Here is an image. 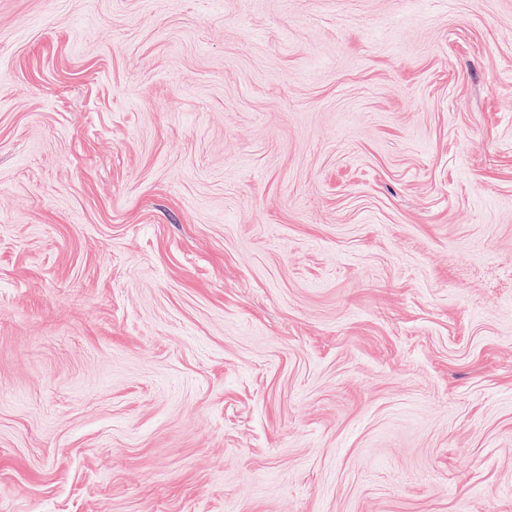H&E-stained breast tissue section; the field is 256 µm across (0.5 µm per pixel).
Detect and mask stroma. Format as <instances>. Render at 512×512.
I'll list each match as a JSON object with an SVG mask.
<instances>
[{
    "label": "stroma",
    "instance_id": "obj_1",
    "mask_svg": "<svg viewBox=\"0 0 512 512\" xmlns=\"http://www.w3.org/2000/svg\"><path fill=\"white\" fill-rule=\"evenodd\" d=\"M0 512H512V0H0Z\"/></svg>",
    "mask_w": 512,
    "mask_h": 512
}]
</instances>
